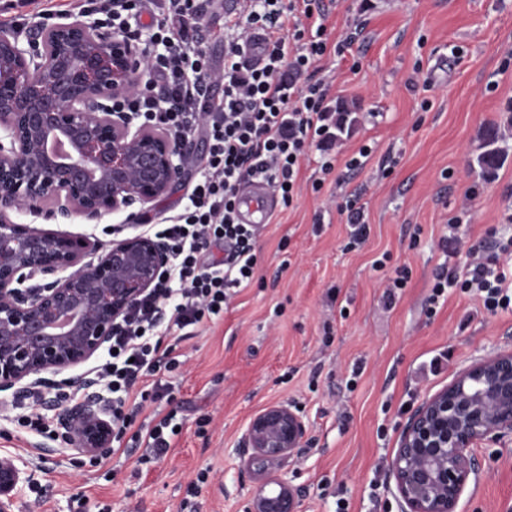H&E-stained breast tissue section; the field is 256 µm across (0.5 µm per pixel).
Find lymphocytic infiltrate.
I'll return each instance as SVG.
<instances>
[{
  "label": "lymphocytic infiltrate",
  "mask_w": 512,
  "mask_h": 512,
  "mask_svg": "<svg viewBox=\"0 0 512 512\" xmlns=\"http://www.w3.org/2000/svg\"><path fill=\"white\" fill-rule=\"evenodd\" d=\"M327 14L322 2L300 8L295 0H242L236 17L224 20L228 38L220 68L200 46L205 25L197 0H161L152 16L155 41L163 50L150 72L169 103L161 108L155 98L139 94L125 106L181 136L205 128L209 149L205 173L185 211L167 217L155 231L168 246V268L121 320L107 359L94 370L112 393L115 438L130 435L149 448L152 459L167 454L174 415L156 418L143 432L133 424L142 403L171 398V386L161 375L180 362L168 336L194 337L203 322L223 316L230 299L254 279L261 228L238 219L241 186L265 183L291 206L301 158L318 151L322 173L330 174L332 153L351 130L348 113L329 100L317 62L330 48L344 54L355 38L348 32L330 39ZM257 33L263 34L265 49L252 61L244 47ZM217 85L224 95L215 103L209 96ZM511 278L507 267L475 256L465 272L437 274L425 313L433 315L452 288L479 296L489 311L510 306ZM147 378L151 388L139 390Z\"/></svg>",
  "instance_id": "lymphocytic-infiltrate-1"
}]
</instances>
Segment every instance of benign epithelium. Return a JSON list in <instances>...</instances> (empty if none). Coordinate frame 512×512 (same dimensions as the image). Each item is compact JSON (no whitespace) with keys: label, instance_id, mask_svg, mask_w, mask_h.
Returning a JSON list of instances; mask_svg holds the SVG:
<instances>
[{"label":"benign epithelium","instance_id":"obj_1","mask_svg":"<svg viewBox=\"0 0 512 512\" xmlns=\"http://www.w3.org/2000/svg\"><path fill=\"white\" fill-rule=\"evenodd\" d=\"M149 47L106 35L83 16L0 28V391L20 399L39 375L89 360L170 262L146 234L106 247L87 237L17 224L28 209L60 223L75 215L138 212L182 179L193 145L140 121L119 103L153 92ZM97 256V260L89 256ZM77 456L112 447V402L93 392L63 408L41 398ZM512 434V351L490 354L425 398L410 414L391 462L401 512H455L480 465L469 449ZM309 428L286 403L255 413L237 454L256 481L243 512H296L300 490L282 463L299 455ZM38 465L0 454V512H16L19 486Z\"/></svg>","mask_w":512,"mask_h":512}]
</instances>
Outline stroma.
<instances>
[{"label":"stroma","instance_id":"stroma-1","mask_svg":"<svg viewBox=\"0 0 512 512\" xmlns=\"http://www.w3.org/2000/svg\"><path fill=\"white\" fill-rule=\"evenodd\" d=\"M69 0L36 17L21 0H0V27L28 31L59 20ZM339 0L329 31L364 25L345 58L319 66L362 121L343 153H372L361 170L336 162L322 176L318 153L303 160L291 207L276 205L257 241L250 287L222 318L205 322L175 347L181 364L168 373L174 399L147 405L136 422L172 412L181 429L168 455L141 463L143 446L123 438L102 464L71 457L61 439L17 425L11 392H0V454L34 459L35 484L18 492L20 512H241L253 480L235 454L251 415L280 401L307 416L310 447L289 463L300 490L298 512H401L391 460L411 412L484 355L512 350V307L487 311L478 296L452 288L434 315L424 303L444 262L464 266L470 251L489 254L492 239L512 238V0ZM498 131L500 164L478 162L489 131ZM190 140L182 180L128 222L110 213L76 217L64 232L107 245L113 226L144 232V222L181 212L204 172L208 141ZM321 190H314L315 181ZM483 191L461 212L465 190ZM354 193L369 224L366 242L347 249L350 227L337 211ZM461 215L456 229L448 220ZM408 272L392 307L383 278ZM481 463L456 512H512V435L474 450ZM206 474L196 497L188 488Z\"/></svg>","mask_w":512,"mask_h":512}]
</instances>
